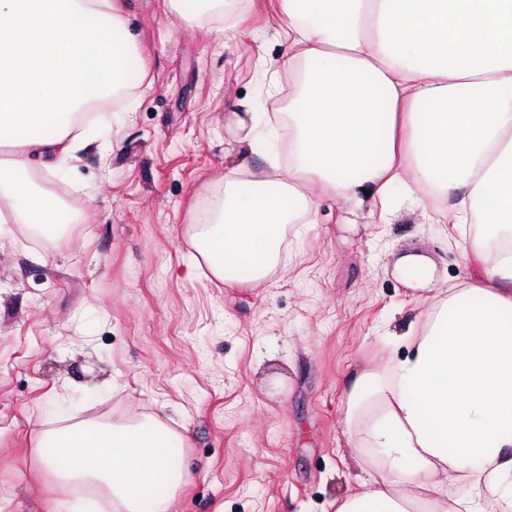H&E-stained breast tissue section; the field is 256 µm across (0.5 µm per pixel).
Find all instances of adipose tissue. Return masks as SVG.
<instances>
[{
  "mask_svg": "<svg viewBox=\"0 0 512 512\" xmlns=\"http://www.w3.org/2000/svg\"><path fill=\"white\" fill-rule=\"evenodd\" d=\"M294 82L288 164L224 175L191 243L217 279L263 287L288 276L289 225L331 196L388 207L395 189L438 199L460 235L467 281L434 294L404 357L368 363L348 393L344 434L375 477L337 512H512V0H281ZM145 78L115 0H0V146L75 160L88 101ZM52 202L27 156L0 160V223L46 234L79 223ZM185 437L155 416L44 430L42 464L106 492L113 512H172ZM463 481L467 495L449 498Z\"/></svg>",
  "mask_w": 512,
  "mask_h": 512,
  "instance_id": "obj_1",
  "label": "adipose tissue"
}]
</instances>
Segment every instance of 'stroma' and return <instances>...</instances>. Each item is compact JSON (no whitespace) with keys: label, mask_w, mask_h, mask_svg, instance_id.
Wrapping results in <instances>:
<instances>
[{"label":"stroma","mask_w":512,"mask_h":512,"mask_svg":"<svg viewBox=\"0 0 512 512\" xmlns=\"http://www.w3.org/2000/svg\"><path fill=\"white\" fill-rule=\"evenodd\" d=\"M119 7L146 85L72 169L33 167L84 221L54 235L0 227V512H55L77 495L112 512L104 492L55 479L65 463L42 465L37 411L76 422L131 407L187 438L173 512H336L365 476L343 434L350 387L429 305L395 263L420 252L435 287L465 278L453 228L401 196L370 220L326 198L287 238V278L252 288L195 269L191 227L229 166L266 169L288 135L275 118L288 109L280 0H224L223 15L190 22L168 0ZM235 112L254 118L260 149L238 144Z\"/></svg>","instance_id":"stroma-1"}]
</instances>
